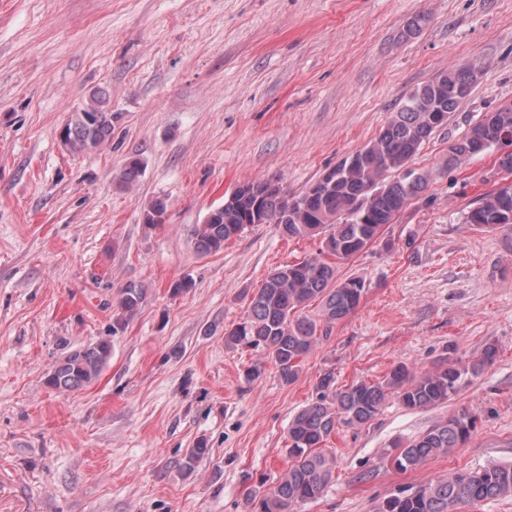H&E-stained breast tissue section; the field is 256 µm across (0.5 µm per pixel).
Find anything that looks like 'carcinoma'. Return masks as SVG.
<instances>
[{
    "label": "carcinoma",
    "mask_w": 512,
    "mask_h": 512,
    "mask_svg": "<svg viewBox=\"0 0 512 512\" xmlns=\"http://www.w3.org/2000/svg\"><path fill=\"white\" fill-rule=\"evenodd\" d=\"M476 80L474 71L461 65L437 73L405 100L371 142L336 164L335 182L315 181L293 197V208L287 206L280 183L266 180L240 184L224 204L210 210L194 231L196 249L203 255L222 251L225 242L254 226L255 205L266 216V223L276 225L284 237L323 235L317 255L269 273L262 287L252 293L246 317L225 333V343L262 353L284 383L297 381L302 361L320 341V323L343 320L359 306L365 293L362 280L338 277L337 262L351 259L383 239L386 226L425 189L429 175L410 164L423 143L469 96ZM430 110L440 115L439 121L428 118ZM65 129L66 149L77 154L110 140L112 110L105 94L93 91L86 106L71 114ZM506 136L512 138L511 104L484 113L466 135L451 142L448 166L459 167L492 149L497 152L498 170L512 174V151H500ZM141 171V159L130 157L118 185H131ZM166 212L164 199L153 200L145 223L159 224ZM465 220L481 229L511 232L512 184L484 193L467 211ZM330 256L336 261H329ZM143 300V289L127 285L121 291L118 318L134 317ZM315 302L321 309L318 319L303 314ZM111 353L106 340L72 349L52 367L47 384L59 391L88 385L99 376ZM496 356V346L489 344L474 360H442L423 371L401 363L378 382L362 380L338 386L333 374L324 375L315 401L289 423L285 473L275 486L251 494L250 504L257 512H292L295 506L319 499L336 468V456L325 450V443L338 427L355 428L370 422L390 394L412 409L445 403L459 391L463 380L479 376ZM476 421L474 412L458 409L398 449L393 462L406 471L431 457L447 455L471 438ZM206 453V444L197 442L179 463L181 470L192 471ZM506 497H512V463L489 464L431 478L408 493H392L377 512H459L461 504Z\"/></svg>",
    "instance_id": "1"
}]
</instances>
